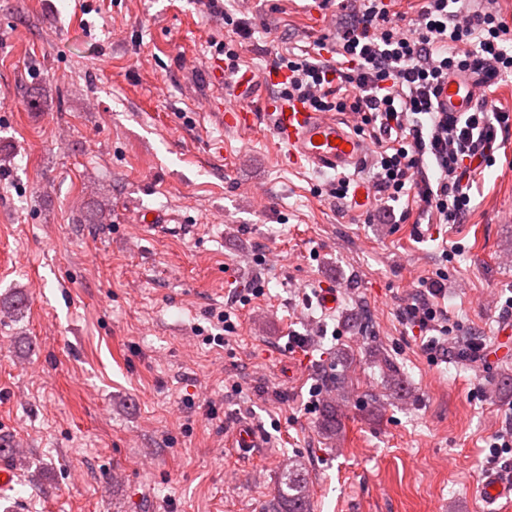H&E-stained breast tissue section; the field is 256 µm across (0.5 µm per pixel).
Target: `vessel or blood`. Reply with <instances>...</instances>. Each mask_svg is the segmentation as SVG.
<instances>
[{"label":"vessel or blood","mask_w":512,"mask_h":512,"mask_svg":"<svg viewBox=\"0 0 512 512\" xmlns=\"http://www.w3.org/2000/svg\"><path fill=\"white\" fill-rule=\"evenodd\" d=\"M284 70H270L263 75L252 71L240 72L233 85L230 99L224 102L223 119L226 127L246 130L256 119L250 104L259 88L287 82ZM437 101L445 112H467L477 103L476 82L469 75H454L437 91ZM273 133L288 149L293 163L305 164L314 170L337 173L358 169L368 151L367 143L345 122L329 112H314L297 100H268ZM479 492L486 504L512 497V477L500 472L485 471Z\"/></svg>","instance_id":"1"}]
</instances>
